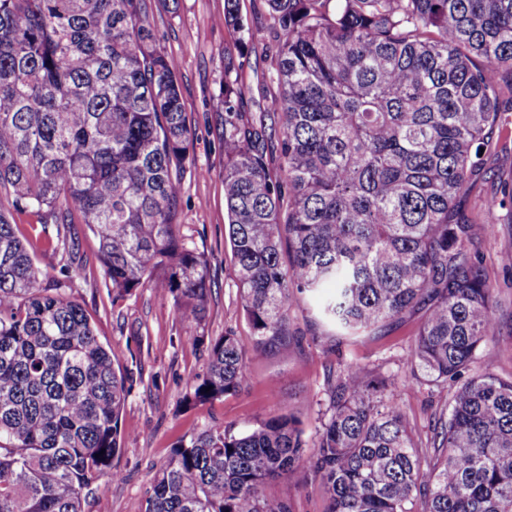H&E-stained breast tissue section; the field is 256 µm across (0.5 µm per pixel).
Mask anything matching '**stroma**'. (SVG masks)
Returning a JSON list of instances; mask_svg holds the SVG:
<instances>
[{
  "label": "stroma",
  "mask_w": 512,
  "mask_h": 512,
  "mask_svg": "<svg viewBox=\"0 0 512 512\" xmlns=\"http://www.w3.org/2000/svg\"><path fill=\"white\" fill-rule=\"evenodd\" d=\"M242 13L255 35L239 46L224 25V0H179L170 12L163 0H144L159 44L178 61L181 103L190 132V155L179 172L181 182L177 222L190 246L209 266L207 315L200 330L208 336L233 331L242 340L253 334L242 308L231 252L225 238L224 207V56L232 54L249 87L243 98L246 114L256 110L261 93H277L276 46L265 29V0H241ZM486 170L463 202L471 213L502 197L512 183V138L492 136L485 150ZM489 225L480 247L484 273L495 287L500 330L491 355L476 365V373L512 376V266L502 261L512 252V208L488 213ZM80 261L62 292L79 303L98 335L111 346L117 363L132 372L136 383L125 401L121 426L127 432L123 450L113 465L122 477L102 476L84 502V512H143L156 472L174 443L202 431L212 420L244 432L280 414L297 418L303 437L314 441L325 409V376L330 366L367 364L387 375L407 376V354L419 321L410 319L381 336L342 338L338 352L328 346L336 330L324 323L309 297H294L289 317L300 341L285 351L248 350L247 387L223 400L191 409L183 405L186 381L206 370V352L192 343L172 304L152 287L111 301L103 286L97 259L98 242L87 234L78 244ZM448 389L424 384L400 395L401 410L420 447H427L431 424L450 398ZM267 497L291 501L294 512H324L325 497L318 482L293 479L270 482Z\"/></svg>",
  "instance_id": "obj_1"
}]
</instances>
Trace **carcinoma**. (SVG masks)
Instances as JSON below:
<instances>
[{
  "mask_svg": "<svg viewBox=\"0 0 512 512\" xmlns=\"http://www.w3.org/2000/svg\"><path fill=\"white\" fill-rule=\"evenodd\" d=\"M265 2L278 93L244 115L228 55L222 99L227 234L251 345L288 348L291 299L330 285L320 317L349 335L421 315L412 373L456 391L429 454L397 400L413 377L397 386L340 366L313 445L290 415L242 433L214 421L176 443L144 512H293L262 489L294 474L320 482L325 512H512V377L466 376L498 315L479 260L486 222L461 207L480 146L509 130L512 0ZM224 24L245 42L240 0H224ZM188 155L176 67L140 0H0V194L12 204L0 209V512H83L101 476L120 477L133 376L34 258L62 249L69 269L74 225L98 240L112 299L152 286L207 343L188 404L247 385L243 340L195 335L208 270L176 224Z\"/></svg>",
  "mask_w": 512,
  "mask_h": 512,
  "instance_id": "cac0c4a2",
  "label": "carcinoma"
}]
</instances>
